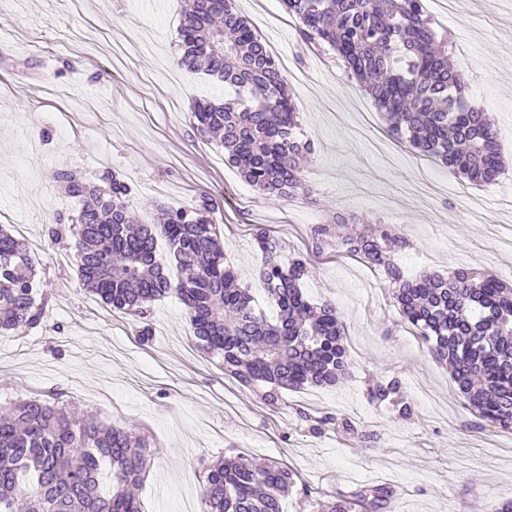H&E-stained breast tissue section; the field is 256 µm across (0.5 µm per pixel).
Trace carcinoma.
<instances>
[{
  "instance_id": "obj_1",
  "label": "carcinoma",
  "mask_w": 512,
  "mask_h": 512,
  "mask_svg": "<svg viewBox=\"0 0 512 512\" xmlns=\"http://www.w3.org/2000/svg\"><path fill=\"white\" fill-rule=\"evenodd\" d=\"M283 2L299 22L300 39L336 53L384 114L392 136L473 184H490L505 170L493 118L467 101L448 39L435 33L422 0ZM175 53L179 67L201 70L232 91L222 103L193 105V131L219 138L227 162L265 197L309 194L299 160L315 158L314 141L298 135L287 79L234 0H193L181 14ZM54 181L81 208L74 217H55L46 235L77 237L74 259L83 288L124 314L140 340L151 335V303L173 295L198 348L220 358L224 374L241 386L261 390L270 406L289 391L343 379L350 362L344 319L333 302L313 304L304 297L307 257H288L270 230L254 226L253 244L262 256L259 276L277 309L272 320L224 261L213 222L218 204L209 193L188 208L165 209L156 224L130 207L131 186L110 170L95 183L63 167ZM343 223L336 216L312 227V251L321 253L334 238L339 250L384 269L402 323L448 363L480 421L512 432V287L475 269L409 281L391 261L410 246L408 238L385 224L334 237L332 225ZM161 239L179 270L175 279L157 260ZM35 271L27 243L0 228V337L42 324L45 307L32 294ZM368 396L391 404L402 417L413 413L397 379L373 380ZM59 398L53 392L48 400L33 396L0 407V512H142L130 487L146 472L148 440L92 415L75 417ZM299 416L314 433L335 421L302 410ZM203 482L204 512H283L282 499L293 487L291 470L282 463L256 466L241 454L204 467ZM391 499L390 489L368 486L318 503L317 512H380Z\"/></svg>"
}]
</instances>
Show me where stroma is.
<instances>
[{
    "label": "stroma",
    "instance_id": "1",
    "mask_svg": "<svg viewBox=\"0 0 512 512\" xmlns=\"http://www.w3.org/2000/svg\"><path fill=\"white\" fill-rule=\"evenodd\" d=\"M265 4L237 0L274 55L288 57L301 132L317 149L305 174L310 195L276 201L189 126L192 101L224 98L225 88L175 64L184 0H0V212L8 231L25 225L39 259L35 297L47 304L39 327L0 339V405L54 390L104 424L149 436L156 449L137 490L143 512H202L203 466L237 453L293 471L284 512H316L364 486L390 488L394 512H496L512 499V433L476 427L447 365L400 325L391 292L371 295L368 267L330 249L312 253L308 234L338 213L342 236L381 222L411 241L393 255L405 278L461 267L512 283V250L501 244L512 233V172L479 187L397 143L335 54L308 50L281 0ZM424 6L448 32L469 100L490 113L512 157V0H468L455 13L436 0ZM66 165L118 171L142 215L189 207L208 191L220 204L213 220L224 256L268 317L276 309L258 276L252 226L309 256L303 293L332 301L345 320L344 379L265 405L197 348L172 296L152 304V334L136 341L121 313L82 290L74 238L45 235L50 219L80 208L52 180ZM375 377L400 380L411 418L370 401ZM299 405L335 421L311 432Z\"/></svg>",
    "mask_w": 512,
    "mask_h": 512
}]
</instances>
